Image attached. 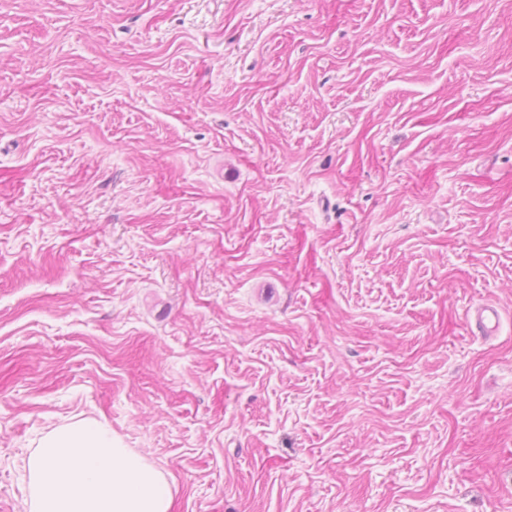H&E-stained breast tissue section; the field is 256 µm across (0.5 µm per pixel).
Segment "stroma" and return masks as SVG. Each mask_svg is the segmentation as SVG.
<instances>
[{"label": "stroma", "mask_w": 512, "mask_h": 512, "mask_svg": "<svg viewBox=\"0 0 512 512\" xmlns=\"http://www.w3.org/2000/svg\"><path fill=\"white\" fill-rule=\"evenodd\" d=\"M76 422L171 512H512V0H0V512ZM499 313L490 304H481L476 307L473 323L481 335H492L498 328Z\"/></svg>", "instance_id": "stroma-1"}]
</instances>
